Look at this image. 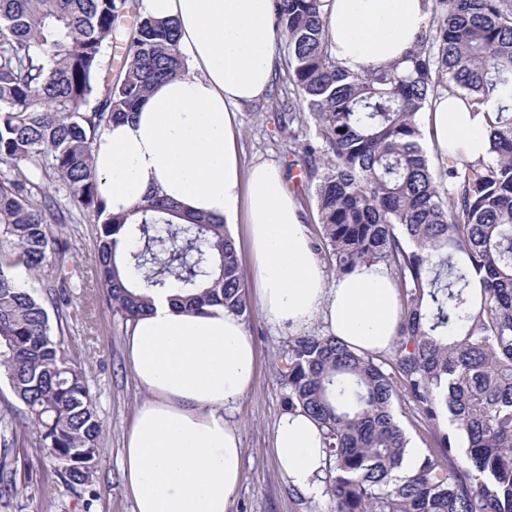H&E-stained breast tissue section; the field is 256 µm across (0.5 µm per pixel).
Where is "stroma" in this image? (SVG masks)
<instances>
[{"mask_svg":"<svg viewBox=\"0 0 512 512\" xmlns=\"http://www.w3.org/2000/svg\"><path fill=\"white\" fill-rule=\"evenodd\" d=\"M278 102V96L272 94L239 108L236 129L242 170L250 172L263 162L280 166L325 277L331 281L336 277V266L323 244L316 202L301 185V168L287 137L275 126ZM50 234L66 243L62 259L50 261L36 271L18 269L17 276L24 287L42 298L47 297L50 284L67 280L68 303L60 309L59 337L67 358L84 371L85 384L104 431L98 439L89 485L68 487L58 475L57 461L39 447L24 405L0 372V425L14 438L12 447H0V458L5 459L12 474L11 488L0 493V512H131V502L124 491L121 450L134 411L146 394L125 360L128 323L113 310L100 286L96 225L78 212L71 221L51 225ZM245 326L256 345L258 359L252 387L231 415L242 443L243 477L230 512H331L328 497L313 498L294 489L278 472L274 461V425L288 408V388L279 375V367L292 332L288 327L268 323L255 308ZM393 411L409 444L419 453L437 448L439 427L426 423L414 412L406 392H398Z\"/></svg>","mask_w":512,"mask_h":512,"instance_id":"stroma-1","label":"stroma"}]
</instances>
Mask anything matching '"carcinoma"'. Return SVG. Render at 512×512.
<instances>
[{"mask_svg": "<svg viewBox=\"0 0 512 512\" xmlns=\"http://www.w3.org/2000/svg\"><path fill=\"white\" fill-rule=\"evenodd\" d=\"M430 2L407 67L355 73L332 55L322 0H273L287 48L278 80L293 91L278 126L314 184L336 272L383 263L402 303L388 369L331 335L288 341V407L323 430L321 482L334 512H512V112L493 113L489 158L435 166L417 122L447 92L479 104L496 88L512 95V0ZM123 17L132 22L119 33ZM118 36L114 75L103 59ZM184 73L174 26L147 16L142 0H0V369L71 486L89 484L103 424L44 301L10 273L60 254L48 224L72 213L41 182L58 183L97 224L102 286L125 319L167 290L191 309L220 303L249 315L225 225L187 219L157 196L117 216L98 189L102 129ZM305 110L316 134L301 144L292 126ZM397 380L424 421L450 422L439 454L408 472Z\"/></svg>", "mask_w": 512, "mask_h": 512, "instance_id": "cac0c4a2", "label": "carcinoma"}]
</instances>
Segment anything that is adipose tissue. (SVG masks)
Listing matches in <instances>:
<instances>
[{"mask_svg": "<svg viewBox=\"0 0 512 512\" xmlns=\"http://www.w3.org/2000/svg\"><path fill=\"white\" fill-rule=\"evenodd\" d=\"M324 2L332 53L352 72L402 61L428 26V0ZM143 7L174 24L187 71L155 84L132 116L99 136L94 172L108 211L127 214L157 195L230 229L245 223L253 295L269 323L299 330L320 320L357 352L391 351L401 305L389 268L363 265L326 281L280 169L259 164L241 173L236 111L272 87V0H143ZM511 101L498 91L483 104L444 95L427 113V140L455 160L486 157L487 117ZM125 357L148 394L122 450L132 512H229L243 457L224 413L246 397L256 365L242 319L220 304L188 310L163 291L130 323ZM273 452L291 486L323 496V431L308 413L280 415Z\"/></svg>", "mask_w": 512, "mask_h": 512, "instance_id": "ef3b65f1", "label": "adipose tissue"}]
</instances>
